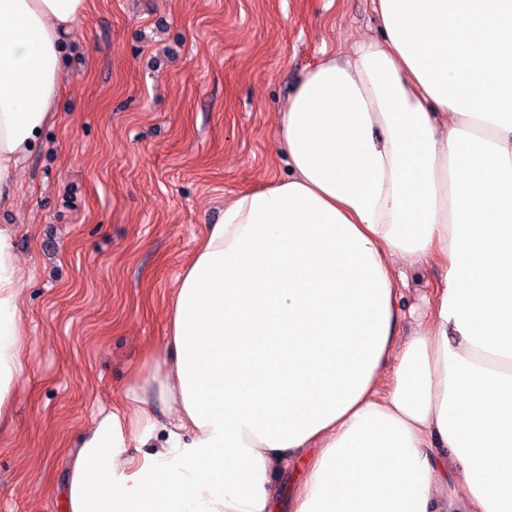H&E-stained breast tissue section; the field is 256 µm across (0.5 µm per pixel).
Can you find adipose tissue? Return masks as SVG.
<instances>
[{
	"instance_id": "1",
	"label": "adipose tissue",
	"mask_w": 512,
	"mask_h": 512,
	"mask_svg": "<svg viewBox=\"0 0 512 512\" xmlns=\"http://www.w3.org/2000/svg\"><path fill=\"white\" fill-rule=\"evenodd\" d=\"M85 3L0 0V203ZM376 11L379 36L277 112L288 177L202 237L150 369L78 437L67 512H274L299 459L292 512H512V0ZM15 237L0 225V424L26 336ZM429 260L446 280L405 341L397 282ZM304 465L298 463L295 468H291L281 474L276 479L278 489L277 512H289L290 501L297 491L298 485L303 477Z\"/></svg>"
}]
</instances>
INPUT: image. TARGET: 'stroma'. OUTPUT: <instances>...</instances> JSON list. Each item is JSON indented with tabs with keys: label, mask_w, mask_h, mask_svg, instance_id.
Segmentation results:
<instances>
[{
	"label": "stroma",
	"mask_w": 512,
	"mask_h": 512,
	"mask_svg": "<svg viewBox=\"0 0 512 512\" xmlns=\"http://www.w3.org/2000/svg\"><path fill=\"white\" fill-rule=\"evenodd\" d=\"M378 28L375 0H87L63 94L0 208L29 336L0 426V512H66L68 454L148 367L199 240L236 194L287 177L276 112ZM405 275L404 333L444 270Z\"/></svg>",
	"instance_id": "35a3bbf8"
}]
</instances>
